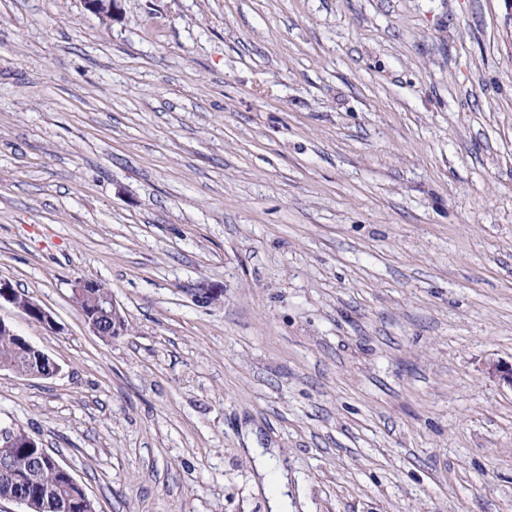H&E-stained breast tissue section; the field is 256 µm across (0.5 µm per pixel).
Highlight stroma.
<instances>
[{
	"label": "stroma",
	"instance_id": "stroma-1",
	"mask_svg": "<svg viewBox=\"0 0 512 512\" xmlns=\"http://www.w3.org/2000/svg\"><path fill=\"white\" fill-rule=\"evenodd\" d=\"M119 6L0 0V427L95 512H512V0ZM3 303L19 309L32 320L43 325L48 331L54 332L58 329V324L51 310L46 309L32 299H20L16 290L6 281H0V306ZM92 288H97L95 281L76 280L74 281L72 288L73 297H89L93 299L95 311L94 308L91 307L88 300L76 301V303L83 316L94 315L92 318H85V322L90 326L92 331L98 336H107L111 339L112 336L118 332L119 325L124 320V318L119 310V307L112 298V295L97 294L93 291ZM101 319H108L112 324V328L106 330V327L101 322ZM111 333L113 334L112 336ZM33 362L30 360L29 351L19 341L16 336H8L0 333V363L11 364L16 370L26 373L33 368ZM0 365V369H9L15 371L11 365ZM257 453L258 458V470L260 475L263 477V484L265 489L269 485V481L272 477L275 478L277 483L276 491L271 494L269 500V507L271 512H288V495L285 493L288 491L286 485L288 483L287 472L282 465H277L274 459H271L270 454L262 455L259 448L249 449V453L254 455Z\"/></svg>",
	"mask_w": 512,
	"mask_h": 512
}]
</instances>
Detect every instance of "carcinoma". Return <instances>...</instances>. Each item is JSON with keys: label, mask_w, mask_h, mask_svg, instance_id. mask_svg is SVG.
<instances>
[{"label": "carcinoma", "mask_w": 512, "mask_h": 512, "mask_svg": "<svg viewBox=\"0 0 512 512\" xmlns=\"http://www.w3.org/2000/svg\"><path fill=\"white\" fill-rule=\"evenodd\" d=\"M0 363L24 373L33 368L29 351L15 336L0 333ZM24 495L35 512H89L83 488L55 465V458L23 428L0 440V498Z\"/></svg>", "instance_id": "carcinoma-1"}]
</instances>
